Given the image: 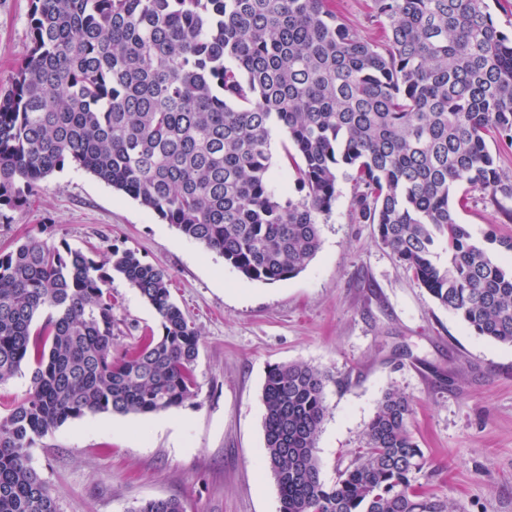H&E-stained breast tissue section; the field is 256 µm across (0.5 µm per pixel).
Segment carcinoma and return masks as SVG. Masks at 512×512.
I'll return each instance as SVG.
<instances>
[{"label": "carcinoma", "mask_w": 512, "mask_h": 512, "mask_svg": "<svg viewBox=\"0 0 512 512\" xmlns=\"http://www.w3.org/2000/svg\"><path fill=\"white\" fill-rule=\"evenodd\" d=\"M385 42L325 0H31L30 50L0 95V210H22L70 166L153 211L244 277L284 281L321 246L336 172L352 207L419 284L475 335L512 346V269L455 215L459 190L512 197L488 141L512 147V35L487 0H372ZM295 190L272 172V131ZM448 262H436L437 249ZM160 333L112 355L111 284ZM199 332L168 274L129 249L103 255L37 236L0 252V384L33 365L0 413V512H58L37 441L101 413L155 414L199 394ZM264 454L280 512H451L413 484L412 408L383 395L365 446L321 479L325 377L303 362L264 383ZM130 512H184L152 498Z\"/></svg>", "instance_id": "obj_1"}]
</instances>
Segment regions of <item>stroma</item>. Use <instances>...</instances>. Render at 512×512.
<instances>
[{
    "label": "stroma",
    "instance_id": "35a3bbf8",
    "mask_svg": "<svg viewBox=\"0 0 512 512\" xmlns=\"http://www.w3.org/2000/svg\"><path fill=\"white\" fill-rule=\"evenodd\" d=\"M361 36L381 41L371 0H327ZM30 0H0V89L30 49ZM323 220L321 248L296 277H242L223 257L183 237L137 201L90 173H54L22 211L0 217V250L42 235L51 243L130 249L170 276L173 299L200 332L196 399L155 415L103 413L67 421L32 450L58 512H129L175 497L185 512H279L264 455L261 391L269 368L304 362L326 377L327 413L317 447L321 477L334 482L364 445L386 390L411 403L410 429L427 464L415 484L453 512H512V347L476 336L441 308L376 227L360 223L347 168ZM457 219L474 241L512 266V198L475 188ZM494 243H486L487 234ZM121 355L159 328L152 307L124 279L112 281Z\"/></svg>",
    "mask_w": 512,
    "mask_h": 512
}]
</instances>
